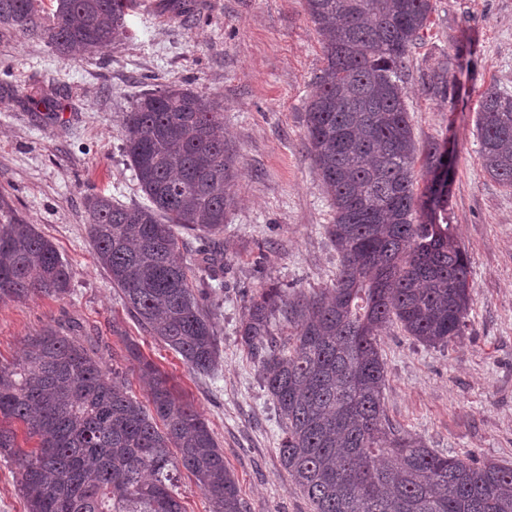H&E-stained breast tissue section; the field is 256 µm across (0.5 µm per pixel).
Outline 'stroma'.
I'll return each instance as SVG.
<instances>
[{
    "mask_svg": "<svg viewBox=\"0 0 512 512\" xmlns=\"http://www.w3.org/2000/svg\"><path fill=\"white\" fill-rule=\"evenodd\" d=\"M137 0L119 45L64 63L40 38H0V195L51 240L71 267L63 299L0 302V359L12 361L51 325L80 323L91 346L150 400L126 342L172 377L205 418L246 512H314L279 457L280 423L257 362L238 336L246 300L277 285L289 297L331 285L339 266L333 221L306 149L307 103L323 65L322 37L304 0ZM402 86L418 144L453 152L448 222L471 260L467 327L430 347L399 326L382 329L383 410L396 430L446 455L512 465V189L484 171L476 117L488 87L512 94V0H433ZM447 68L454 93L428 89ZM187 83L216 107L237 150L235 201L224 223V285L213 288L221 358L197 374L128 314L96 262L88 200L141 204L123 152L122 118L154 82Z\"/></svg>",
    "mask_w": 512,
    "mask_h": 512,
    "instance_id": "stroma-1",
    "label": "stroma"
}]
</instances>
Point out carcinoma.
I'll return each mask as SVG.
<instances>
[{"mask_svg":"<svg viewBox=\"0 0 512 512\" xmlns=\"http://www.w3.org/2000/svg\"><path fill=\"white\" fill-rule=\"evenodd\" d=\"M0 0V32L39 37L65 59L121 42L136 0ZM323 36L324 66L307 105V150L333 207L327 232L339 254L331 287L289 299L271 286L250 298L238 329L282 421L279 455L314 512H512V466L445 456L387 423L377 336L397 323L427 346L463 333L470 258L436 187L447 149L417 146L401 86L404 62L434 11L432 0H305ZM448 69L429 89L448 95ZM487 174L512 188V95H482L478 122ZM124 153L146 205L89 199L88 236L112 287L140 327L192 371L219 363L209 281L223 282L221 236L237 177L220 113L190 88L160 83L123 119ZM432 175L418 190L416 163ZM182 228L199 242L176 259ZM72 270L0 196V302L61 298ZM284 320L288 341L272 337ZM32 352L0 362V422L38 439L26 453L0 425V457L19 469L28 512H186L172 486L180 470L212 512H245L238 482L209 426L175 395L169 376L132 344L150 406L82 338L53 326Z\"/></svg>","mask_w":512,"mask_h":512,"instance_id":"cac0c4a2","label":"carcinoma"}]
</instances>
